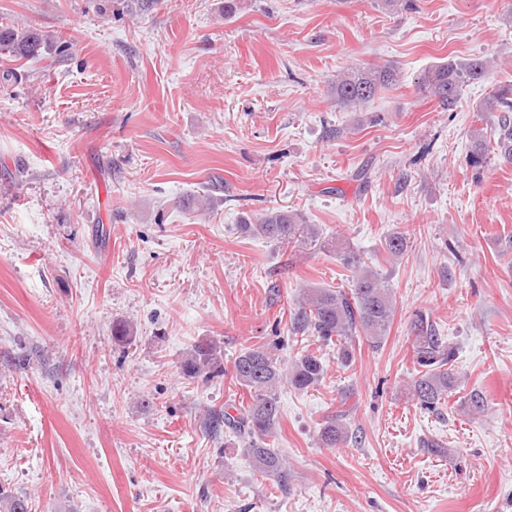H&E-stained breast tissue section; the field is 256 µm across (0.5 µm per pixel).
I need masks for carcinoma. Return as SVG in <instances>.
Instances as JSON below:
<instances>
[{
    "instance_id": "cac0c4a2",
    "label": "carcinoma",
    "mask_w": 512,
    "mask_h": 512,
    "mask_svg": "<svg viewBox=\"0 0 512 512\" xmlns=\"http://www.w3.org/2000/svg\"><path fill=\"white\" fill-rule=\"evenodd\" d=\"M0 49L17 60H40L51 51L60 58L71 55L72 44L51 40L32 28L0 26ZM491 60L487 58L450 59L431 66L415 82L416 90L436 99L443 109L454 110L463 87L482 80ZM397 82V71L391 66H356L336 76L331 93L336 103L351 110L362 109L384 89ZM482 113H496L489 132L475 130L471 134L468 164L476 176L484 172L488 160L512 165V83L498 86L476 106ZM242 233L277 242L286 248L300 245L323 247L336 253L347 267L352 268V284L348 288H308L298 306L290 313L291 328L307 332L324 345H336L337 360L343 366L351 365L356 343L364 341L378 348L390 331L395 307L392 295L380 274L365 265L362 257L344 246V241L321 240L319 225L291 211L272 210L257 222L240 225ZM408 239L401 233H392L384 239L383 249L394 259L404 255ZM414 334L412 351L414 363L421 367L417 378L409 385L412 399L420 409L442 415L448 399L458 387V378L452 372L456 348L444 340L430 317L415 313L410 321ZM278 345H253L239 352L231 370L224 369L221 347L211 340L193 345L181 363L184 377L231 374L234 385L249 394V401L240 406L212 410L205 426L213 433L228 431L244 444V452L256 470L277 482L280 488L288 486V465L271 442L280 425L279 388L286 383L298 391H306L321 384L325 365L321 356L310 351L300 354L286 366L276 353ZM488 406L487 398L473 390L466 396L464 407L469 414L479 415ZM347 412L340 411L326 418L320 431V440L328 448L344 445L349 430L343 423ZM0 512H29L24 496L0 493Z\"/></svg>"
}]
</instances>
